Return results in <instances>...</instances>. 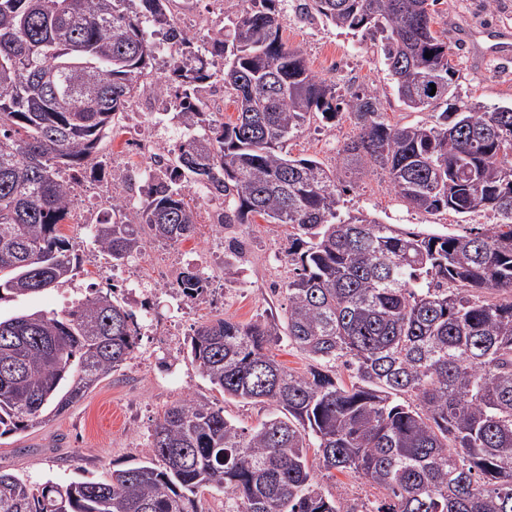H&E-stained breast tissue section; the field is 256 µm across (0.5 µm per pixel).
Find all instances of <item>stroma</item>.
Instances as JSON below:
<instances>
[{
  "mask_svg": "<svg viewBox=\"0 0 512 512\" xmlns=\"http://www.w3.org/2000/svg\"><path fill=\"white\" fill-rule=\"evenodd\" d=\"M233 0H189L177 5L175 15L195 44L222 31ZM437 29L448 35L451 63L456 70L457 99L480 104L491 111L512 105V57L477 59V47H490L492 35L512 30V0H439ZM283 42L299 48L308 66L319 76L334 81L343 96L376 91L387 121L406 124L430 121L432 113L414 112L398 99L387 74L381 45L371 37L354 35L302 15L286 6L280 15ZM348 119L325 127L314 121L291 146L293 154L311 156L335 166L337 152L352 136ZM343 210L370 213L379 222L403 228L461 233L497 223L493 213L480 211L467 217L451 212L436 215L408 209L398 198L383 172L368 173L342 196ZM62 225L76 243L84 273L65 285L20 298L0 300V317L35 310L58 311L77 294L107 290L118 285L138 287L143 294L132 308L141 326L133 360L92 388L66 412L40 427L0 437V471L31 483L53 482L64 486L77 480L108 478L112 470L148 457L154 424L175 402L185 398L223 404L225 414L240 426L252 428L265 417L262 405L223 400L212 389L187 354L188 343L201 322L215 316L237 321L282 319L288 307L284 286L292 274L283 251L288 244L286 227L258 221L223 228L199 216L193 237L176 244L146 242L134 279L125 269L112 265L93 244L82 225L81 210ZM242 240L244 250L228 260L223 248L227 239ZM103 268L95 276L88 266ZM208 267L212 279L208 302L173 299L168 291L179 274L189 267ZM319 480L345 505L370 512L380 492L358 474L319 471Z\"/></svg>",
  "mask_w": 512,
  "mask_h": 512,
  "instance_id": "stroma-1",
  "label": "stroma"
}]
</instances>
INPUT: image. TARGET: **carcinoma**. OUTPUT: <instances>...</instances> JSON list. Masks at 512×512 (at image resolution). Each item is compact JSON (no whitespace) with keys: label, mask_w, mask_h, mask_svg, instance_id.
I'll return each mask as SVG.
<instances>
[{"label":"carcinoma","mask_w":512,"mask_h":512,"mask_svg":"<svg viewBox=\"0 0 512 512\" xmlns=\"http://www.w3.org/2000/svg\"><path fill=\"white\" fill-rule=\"evenodd\" d=\"M279 2L237 0L224 34L195 48L173 23L177 0H0V300L58 287L79 267L60 229L75 205L61 172L92 164L144 86L152 25L174 47L170 74L152 86L177 85L176 117L191 136L133 216L92 225L93 241L127 262L147 237L190 238L188 188L200 183L224 200L219 223L288 227L293 272L284 322L219 317L190 337L213 388L270 408L266 419L247 429L210 401H179L156 422L151 457L107 480L34 486L0 471V512H197L206 488L224 492V512H350L318 480L312 444L320 468L382 492L372 512H512V153L501 152L512 107L463 102L429 124H391L373 91L341 98L282 41ZM437 2L299 9L380 36L399 100L424 111L448 101L455 76ZM210 81L232 92L235 120L204 110ZM339 116L355 130L336 162L349 177L380 169L416 211H491L501 222L456 234L343 214L345 182L287 151L311 119L332 128ZM204 288L197 270L172 286L191 299ZM138 329L135 312L101 291L59 313L0 319V437L83 398L132 359ZM284 337L311 360L307 372L276 359Z\"/></svg>","instance_id":"1"}]
</instances>
